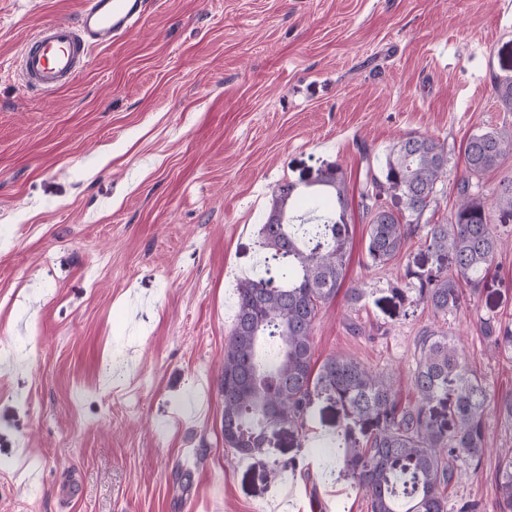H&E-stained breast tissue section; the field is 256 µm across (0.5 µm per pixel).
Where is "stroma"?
Masks as SVG:
<instances>
[{
  "label": "stroma",
  "mask_w": 512,
  "mask_h": 512,
  "mask_svg": "<svg viewBox=\"0 0 512 512\" xmlns=\"http://www.w3.org/2000/svg\"><path fill=\"white\" fill-rule=\"evenodd\" d=\"M79 9L0 0V512H371L323 468L343 423L325 400L263 453L225 447L233 286L259 269L275 184L342 165L347 280L366 296L322 307L316 360L392 370L410 402L416 340L443 325L494 392H512V354H491L480 328L512 321V244L444 323L391 292L405 267L433 264L421 239L365 267L356 204L366 169L424 134L448 149L446 221L468 137L512 131L492 91L512 79V0H156L71 86L25 93L13 64L26 35ZM488 432L491 452L448 497L501 512L512 430L493 419ZM292 457L299 472L278 474ZM502 457L496 472V484L500 499L507 510L512 511V448Z\"/></svg>",
  "instance_id": "obj_1"
}]
</instances>
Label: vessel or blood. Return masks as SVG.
Segmentation results:
<instances>
[{
	"mask_svg": "<svg viewBox=\"0 0 512 512\" xmlns=\"http://www.w3.org/2000/svg\"><path fill=\"white\" fill-rule=\"evenodd\" d=\"M153 0H82L74 20L45 24L24 40L16 76L43 94L71 85L91 64L95 50L127 37L147 16Z\"/></svg>",
	"mask_w": 512,
	"mask_h": 512,
	"instance_id": "b4317fda",
	"label": "vessel or blood"
}]
</instances>
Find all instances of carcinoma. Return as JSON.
<instances>
[{
    "instance_id": "carcinoma-1",
    "label": "carcinoma",
    "mask_w": 512,
    "mask_h": 512,
    "mask_svg": "<svg viewBox=\"0 0 512 512\" xmlns=\"http://www.w3.org/2000/svg\"><path fill=\"white\" fill-rule=\"evenodd\" d=\"M512 112V79L493 85ZM512 154V132L473 133L464 149V171L448 219L432 221L448 177V149L425 135L392 145L382 175L368 169L358 206L367 221L366 264L385 267L407 241L422 235L436 265L406 268L392 291L444 320L464 301V287L483 282L506 233L490 224L481 180ZM398 203L390 207L387 197ZM501 223L512 220V177L494 194ZM348 177L327 167L304 185L282 180L258 228L261 271L238 280L237 310L224 345L219 394L224 444L240 456L264 451L268 433L303 430L311 407L324 399L345 423L334 447L343 449L340 476L370 498L371 512H452L445 490L465 469H477L488 450L487 422L512 428V393L493 392L461 355L459 340L442 329L422 331L411 385L415 399L402 403L396 379L341 353L313 361V328L321 307L345 291L356 305L365 289L344 288L353 225L348 223ZM493 352L512 353V323L480 320ZM448 403V424L435 404ZM500 499L512 512V448L496 472Z\"/></svg>"
}]
</instances>
